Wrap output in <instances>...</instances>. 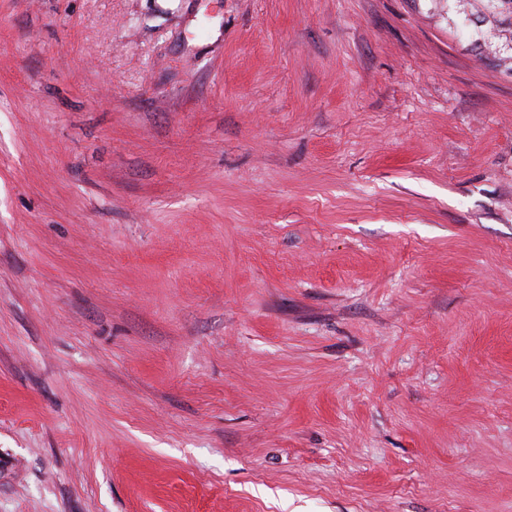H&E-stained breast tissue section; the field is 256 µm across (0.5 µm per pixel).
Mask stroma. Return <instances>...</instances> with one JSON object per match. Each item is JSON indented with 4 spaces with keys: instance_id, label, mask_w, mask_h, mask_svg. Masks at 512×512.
<instances>
[{
    "instance_id": "1",
    "label": "stroma",
    "mask_w": 512,
    "mask_h": 512,
    "mask_svg": "<svg viewBox=\"0 0 512 512\" xmlns=\"http://www.w3.org/2000/svg\"><path fill=\"white\" fill-rule=\"evenodd\" d=\"M492 34L0 0V512H512Z\"/></svg>"
}]
</instances>
